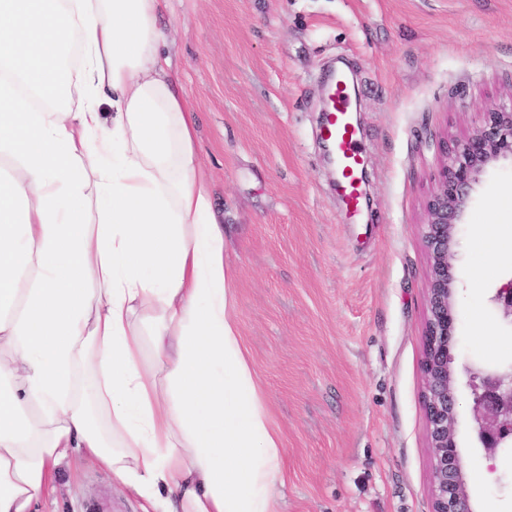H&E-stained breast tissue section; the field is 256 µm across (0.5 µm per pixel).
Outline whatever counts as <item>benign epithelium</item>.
Returning <instances> with one entry per match:
<instances>
[{"label": "benign epithelium", "instance_id": "obj_1", "mask_svg": "<svg viewBox=\"0 0 512 512\" xmlns=\"http://www.w3.org/2000/svg\"><path fill=\"white\" fill-rule=\"evenodd\" d=\"M437 148L443 163L426 200L424 241L430 259L429 306L421 361L431 450V494L433 512H472L456 440L457 373L452 366V351L457 276L449 257L481 176L501 162L512 163V109L485 113L483 125L467 138L451 146L442 139ZM492 301L499 306L503 322L512 327V281L498 288ZM462 371L469 376L481 442L487 448H495L512 439V361L492 366L465 363Z\"/></svg>", "mask_w": 512, "mask_h": 512}]
</instances>
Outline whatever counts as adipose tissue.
Wrapping results in <instances>:
<instances>
[{
  "instance_id": "1",
  "label": "adipose tissue",
  "mask_w": 512,
  "mask_h": 512,
  "mask_svg": "<svg viewBox=\"0 0 512 512\" xmlns=\"http://www.w3.org/2000/svg\"><path fill=\"white\" fill-rule=\"evenodd\" d=\"M167 0H0V512L70 456L151 512H277Z\"/></svg>"
}]
</instances>
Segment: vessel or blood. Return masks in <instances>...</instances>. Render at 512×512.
Here are the masks:
<instances>
[{
    "mask_svg": "<svg viewBox=\"0 0 512 512\" xmlns=\"http://www.w3.org/2000/svg\"><path fill=\"white\" fill-rule=\"evenodd\" d=\"M353 106L344 77H334L328 96L322 135L331 147L336 164V187L349 214H358L362 205L359 174L364 151L351 112Z\"/></svg>",
    "mask_w": 512,
    "mask_h": 512,
    "instance_id": "b4317fda",
    "label": "vessel or blood"
}]
</instances>
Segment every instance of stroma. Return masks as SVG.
Returning <instances> with one entry per match:
<instances>
[{
  "mask_svg": "<svg viewBox=\"0 0 512 512\" xmlns=\"http://www.w3.org/2000/svg\"><path fill=\"white\" fill-rule=\"evenodd\" d=\"M167 49L225 225L240 335L285 450L279 512H431L423 404L425 200L442 157L512 107V0H169ZM355 79L369 206L350 216L314 131L331 66ZM495 245L477 244L479 225ZM457 361L512 358V164L473 194L452 258ZM457 440L473 512H512V444L483 447L466 377ZM143 512L72 459L36 512Z\"/></svg>",
  "mask_w": 512,
  "mask_h": 512,
  "instance_id": "35a3bbf8",
  "label": "stroma"
}]
</instances>
